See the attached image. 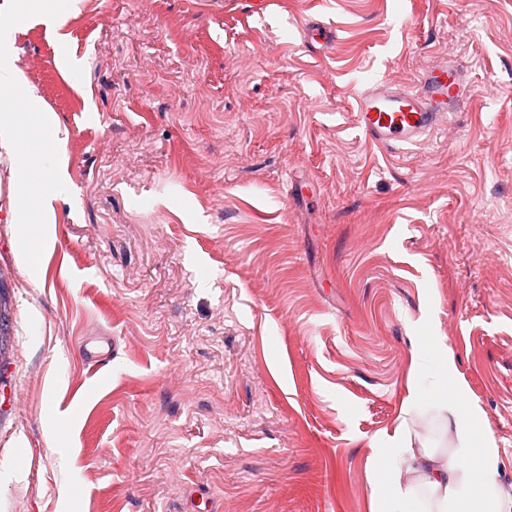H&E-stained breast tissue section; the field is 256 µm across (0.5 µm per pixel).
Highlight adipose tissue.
Returning <instances> with one entry per match:
<instances>
[{"label":"adipose tissue","mask_w":512,"mask_h":512,"mask_svg":"<svg viewBox=\"0 0 512 512\" xmlns=\"http://www.w3.org/2000/svg\"><path fill=\"white\" fill-rule=\"evenodd\" d=\"M452 352L436 344L411 358V376L431 373V404L454 435L444 450L415 446L410 412L417 399L408 386L392 449L373 462L378 479L370 485V512H512L499 495L500 467L489 423L473 406L463 385L450 383Z\"/></svg>","instance_id":"obj_1"}]
</instances>
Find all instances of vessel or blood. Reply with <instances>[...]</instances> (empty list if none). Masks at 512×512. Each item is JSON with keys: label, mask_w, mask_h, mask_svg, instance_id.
<instances>
[{"label": "vessel or blood", "mask_w": 512, "mask_h": 512, "mask_svg": "<svg viewBox=\"0 0 512 512\" xmlns=\"http://www.w3.org/2000/svg\"><path fill=\"white\" fill-rule=\"evenodd\" d=\"M463 76L454 64L426 71L411 85L376 82L357 98L356 120L370 143L380 148L414 144L448 119L464 97Z\"/></svg>", "instance_id": "1"}]
</instances>
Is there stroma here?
<instances>
[{
	"label": "stroma",
	"mask_w": 512,
	"mask_h": 512,
	"mask_svg": "<svg viewBox=\"0 0 512 512\" xmlns=\"http://www.w3.org/2000/svg\"><path fill=\"white\" fill-rule=\"evenodd\" d=\"M65 32L77 87L50 27L12 32L74 194L30 268L0 150V512H369L426 339L511 500L512 0H76ZM448 63L444 126L358 130L377 80ZM433 382L411 431L448 448Z\"/></svg>",
	"instance_id": "stroma-1"
}]
</instances>
